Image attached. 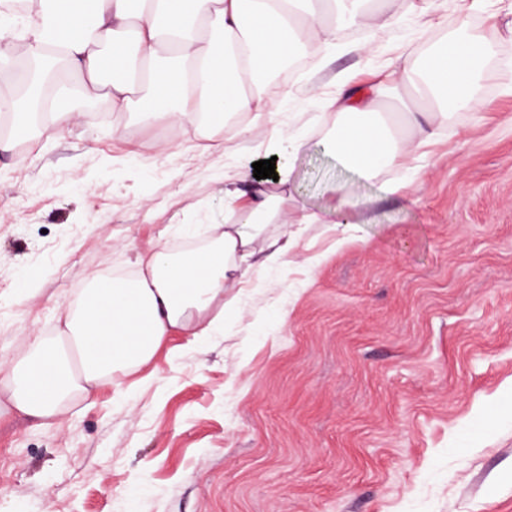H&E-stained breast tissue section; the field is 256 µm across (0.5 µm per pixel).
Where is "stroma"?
Returning a JSON list of instances; mask_svg holds the SVG:
<instances>
[{
	"label": "stroma",
	"mask_w": 512,
	"mask_h": 512,
	"mask_svg": "<svg viewBox=\"0 0 512 512\" xmlns=\"http://www.w3.org/2000/svg\"><path fill=\"white\" fill-rule=\"evenodd\" d=\"M421 4L382 0L402 30L375 57H307L313 82H374L400 36L416 55L467 17L500 49L481 113L363 183L344 243L299 225L295 259L254 271L210 336L170 337L58 419L0 414V512H512V0H489L491 26L471 0H434L438 25L417 30ZM293 74L267 97L271 126L306 143L300 211L356 176L322 145L335 112ZM98 111L0 156V364L54 335L89 275H133L138 256L211 235L241 158L276 154ZM418 165L411 198L382 192Z\"/></svg>",
	"instance_id": "1"
}]
</instances>
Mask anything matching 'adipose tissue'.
<instances>
[{
  "label": "adipose tissue",
  "instance_id": "adipose-tissue-1",
  "mask_svg": "<svg viewBox=\"0 0 512 512\" xmlns=\"http://www.w3.org/2000/svg\"><path fill=\"white\" fill-rule=\"evenodd\" d=\"M28 11L18 37L0 45V60L42 63L31 98L14 93L32 80L26 71L0 87V112L15 131L62 137L104 98L111 111L137 113L147 124L233 117L226 150L235 151V138L269 134L280 156L274 180L256 179L251 162L242 163L224 186L226 218L205 248L154 251L129 280L90 276L81 304L58 314V335L34 337L20 360L0 368V407L38 420L138 372L170 336L210 335L224 318L216 303L252 268L293 256V225L327 224L338 241L349 239L360 222L350 200L362 181L418 154L447 125L449 111L480 107L482 67L498 53L497 43L463 22L395 64L389 80L358 85L337 74L336 94L325 103L337 113L325 148L359 180L298 214L287 198L301 189L304 141L291 128L267 130L265 82L310 50L341 45L351 29L368 34L353 51L373 53L377 35L397 26L379 0H28ZM268 224L282 232L261 256L256 244Z\"/></svg>",
  "mask_w": 512,
  "mask_h": 512
}]
</instances>
